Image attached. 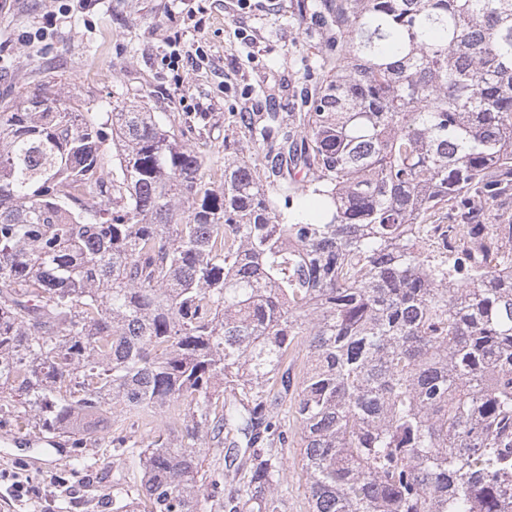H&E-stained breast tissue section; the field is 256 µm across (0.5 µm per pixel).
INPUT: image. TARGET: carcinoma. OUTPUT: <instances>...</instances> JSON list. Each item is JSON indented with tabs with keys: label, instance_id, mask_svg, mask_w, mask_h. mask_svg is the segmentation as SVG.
<instances>
[{
	"label": "carcinoma",
	"instance_id": "carcinoma-1",
	"mask_svg": "<svg viewBox=\"0 0 512 512\" xmlns=\"http://www.w3.org/2000/svg\"><path fill=\"white\" fill-rule=\"evenodd\" d=\"M319 9L336 72L237 113L257 165L137 101L0 107V416L79 467L112 434V512H284L297 439L311 512H512V220L475 213L512 194V0ZM170 421L171 418L167 413H160L139 420V425H131V422L128 421L123 422L122 425L123 427L127 426L128 431H134V435L139 441L144 440L146 442L155 436L165 434Z\"/></svg>",
	"mask_w": 512,
	"mask_h": 512
}]
</instances>
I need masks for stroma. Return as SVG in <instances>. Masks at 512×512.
<instances>
[{"instance_id": "35a3bbf8", "label": "stroma", "mask_w": 512, "mask_h": 512, "mask_svg": "<svg viewBox=\"0 0 512 512\" xmlns=\"http://www.w3.org/2000/svg\"><path fill=\"white\" fill-rule=\"evenodd\" d=\"M300 0H0V101L32 85L80 100L84 109L142 98L154 111L190 113L214 161L225 140L257 155L237 112H302L331 31L296 19ZM181 37L178 69L164 58ZM72 476L68 443L39 440L33 423H0V512H112V444L87 448ZM28 496H13L4 474Z\"/></svg>"}]
</instances>
